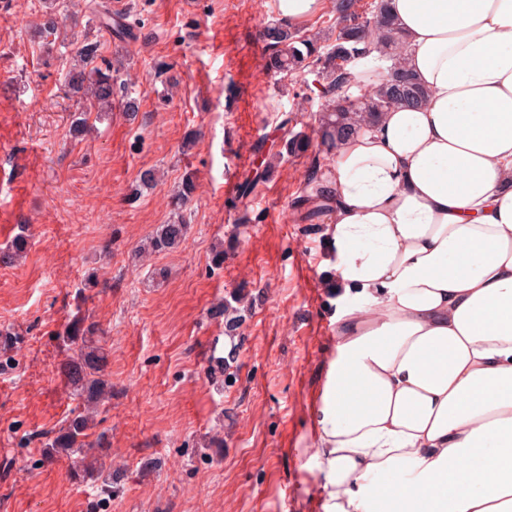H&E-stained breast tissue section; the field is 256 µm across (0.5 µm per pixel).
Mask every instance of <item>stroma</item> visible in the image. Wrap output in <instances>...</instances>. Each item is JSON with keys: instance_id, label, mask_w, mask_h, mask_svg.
<instances>
[{"instance_id": "obj_1", "label": "stroma", "mask_w": 512, "mask_h": 512, "mask_svg": "<svg viewBox=\"0 0 512 512\" xmlns=\"http://www.w3.org/2000/svg\"><path fill=\"white\" fill-rule=\"evenodd\" d=\"M110 3L0 0V251L29 241L0 263V326L19 337L0 367V512H323L318 408L347 301L323 223L292 215L321 149L319 77L266 69L255 18H276L274 0H130L120 35L99 23ZM48 11L50 36L36 28ZM86 43L112 64V109L78 133L69 72ZM286 112L307 148L249 196L225 195ZM174 222L188 226L179 248L136 256ZM234 295L245 314L229 337L214 310ZM84 315L112 400L96 427L104 470L78 481L73 457L44 459L28 435L79 408L61 338Z\"/></svg>"}]
</instances>
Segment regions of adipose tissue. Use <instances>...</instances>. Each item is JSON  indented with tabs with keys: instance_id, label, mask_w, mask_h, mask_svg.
<instances>
[{
	"instance_id": "obj_1",
	"label": "adipose tissue",
	"mask_w": 512,
	"mask_h": 512,
	"mask_svg": "<svg viewBox=\"0 0 512 512\" xmlns=\"http://www.w3.org/2000/svg\"><path fill=\"white\" fill-rule=\"evenodd\" d=\"M427 92L315 198L351 304L319 407L324 512H512V0H390Z\"/></svg>"
}]
</instances>
